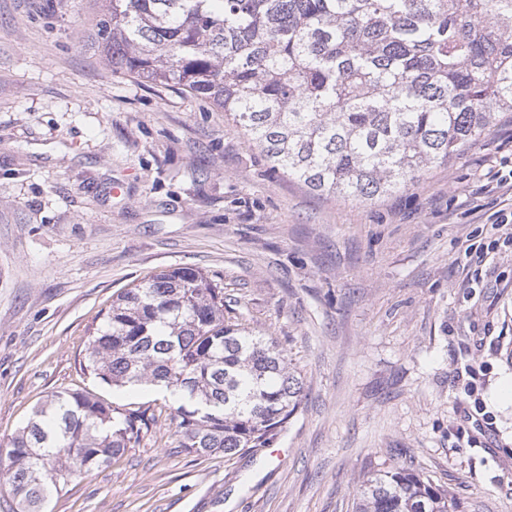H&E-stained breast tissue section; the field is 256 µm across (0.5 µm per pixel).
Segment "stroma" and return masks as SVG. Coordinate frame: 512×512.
Here are the masks:
<instances>
[{
    "instance_id": "stroma-1",
    "label": "stroma",
    "mask_w": 512,
    "mask_h": 512,
    "mask_svg": "<svg viewBox=\"0 0 512 512\" xmlns=\"http://www.w3.org/2000/svg\"><path fill=\"white\" fill-rule=\"evenodd\" d=\"M102 0H0V445L47 396L148 405L152 431L45 512H354L405 467L466 512H512V247L486 258L512 188V112L461 157L372 201L271 171L208 100L112 72ZM201 269L305 376L265 450L181 446L168 394L80 367L112 295Z\"/></svg>"
}]
</instances>
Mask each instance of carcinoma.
Wrapping results in <instances>:
<instances>
[{
	"mask_svg": "<svg viewBox=\"0 0 512 512\" xmlns=\"http://www.w3.org/2000/svg\"><path fill=\"white\" fill-rule=\"evenodd\" d=\"M91 39L112 71L209 99L273 170L342 199L407 187L512 112V0H109ZM84 368L173 394L182 447L199 456L269 447L304 398L279 343L190 267L112 296ZM155 422L148 407L53 394L0 446V487L17 512H42L48 493L118 460ZM355 512L462 510L395 468L363 482Z\"/></svg>",
	"mask_w": 512,
	"mask_h": 512,
	"instance_id": "1",
	"label": "carcinoma"
}]
</instances>
